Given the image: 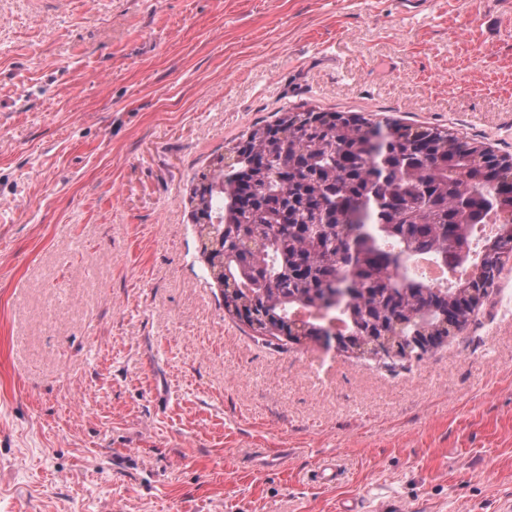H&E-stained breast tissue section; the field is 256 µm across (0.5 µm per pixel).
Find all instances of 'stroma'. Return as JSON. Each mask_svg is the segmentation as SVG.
<instances>
[{
    "instance_id": "1",
    "label": "stroma",
    "mask_w": 512,
    "mask_h": 512,
    "mask_svg": "<svg viewBox=\"0 0 512 512\" xmlns=\"http://www.w3.org/2000/svg\"><path fill=\"white\" fill-rule=\"evenodd\" d=\"M303 105L512 154V0H0V512L512 500V260L397 374L225 312L190 190Z\"/></svg>"
}]
</instances>
